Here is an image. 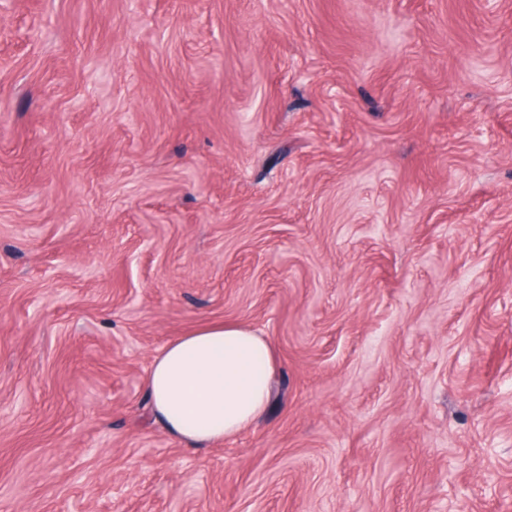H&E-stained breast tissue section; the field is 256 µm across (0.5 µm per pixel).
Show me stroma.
<instances>
[{
	"instance_id": "1",
	"label": "stroma",
	"mask_w": 512,
	"mask_h": 512,
	"mask_svg": "<svg viewBox=\"0 0 512 512\" xmlns=\"http://www.w3.org/2000/svg\"><path fill=\"white\" fill-rule=\"evenodd\" d=\"M0 512H512V0H11ZM273 403L191 447L173 337ZM274 370L271 343L249 327L200 326L155 357L146 378L153 416L191 446L235 437L267 410Z\"/></svg>"
}]
</instances>
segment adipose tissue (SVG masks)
<instances>
[{
    "instance_id": "1",
    "label": "adipose tissue",
    "mask_w": 512,
    "mask_h": 512,
    "mask_svg": "<svg viewBox=\"0 0 512 512\" xmlns=\"http://www.w3.org/2000/svg\"><path fill=\"white\" fill-rule=\"evenodd\" d=\"M274 370L269 340L249 327L200 326L155 357L146 378L153 416L192 446L235 437L265 413Z\"/></svg>"
}]
</instances>
